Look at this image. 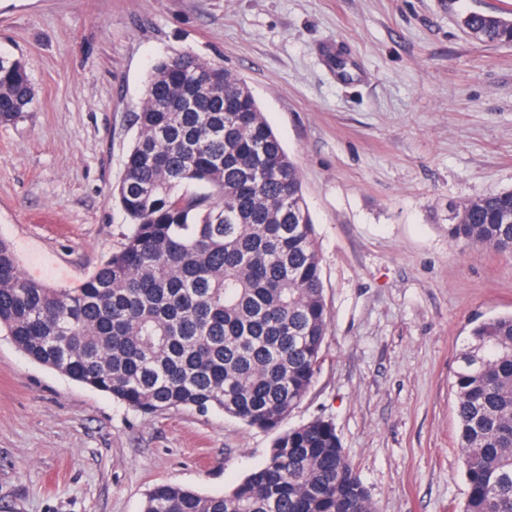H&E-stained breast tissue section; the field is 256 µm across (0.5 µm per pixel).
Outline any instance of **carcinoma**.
<instances>
[{"mask_svg":"<svg viewBox=\"0 0 512 512\" xmlns=\"http://www.w3.org/2000/svg\"><path fill=\"white\" fill-rule=\"evenodd\" d=\"M461 26L512 43V17ZM34 103L0 56V125ZM115 188L129 224L78 288L23 275L0 239V332L32 361L144 415L216 409L279 429L308 393L328 330L322 269L298 167L247 84L184 53L157 60ZM448 239L512 254V190L465 199ZM463 512H512V314L479 321L455 371ZM143 512H373L333 424L279 434L219 495L161 484Z\"/></svg>","mask_w":512,"mask_h":512,"instance_id":"cac0c4a2","label":"carcinoma"}]
</instances>
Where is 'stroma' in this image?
Returning <instances> with one entry per match:
<instances>
[{
    "instance_id": "1",
    "label": "stroma",
    "mask_w": 512,
    "mask_h": 512,
    "mask_svg": "<svg viewBox=\"0 0 512 512\" xmlns=\"http://www.w3.org/2000/svg\"><path fill=\"white\" fill-rule=\"evenodd\" d=\"M470 11L512 0H0V55L36 93L0 126V239L26 277L79 287L128 230L112 191L152 64H222L296 162L321 261L323 361L286 427L331 422L375 512H461L458 354L512 312V258L448 238L455 205L512 189V44L466 33ZM275 437L144 416L0 335V512L221 494Z\"/></svg>"
}]
</instances>
